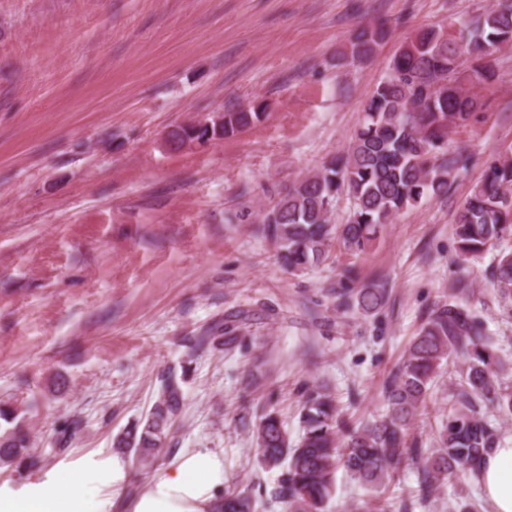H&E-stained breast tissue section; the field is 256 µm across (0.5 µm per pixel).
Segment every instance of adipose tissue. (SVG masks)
Wrapping results in <instances>:
<instances>
[{"label": "adipose tissue", "mask_w": 512, "mask_h": 512, "mask_svg": "<svg viewBox=\"0 0 512 512\" xmlns=\"http://www.w3.org/2000/svg\"><path fill=\"white\" fill-rule=\"evenodd\" d=\"M52 474L49 487L31 482L0 489V512H110L131 479L119 454L62 462ZM472 480L487 512H512V437H501ZM224 484L223 449L186 448L165 471L144 480L128 512H216Z\"/></svg>", "instance_id": "1"}]
</instances>
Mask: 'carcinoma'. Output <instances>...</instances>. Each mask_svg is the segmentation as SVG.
Here are the masks:
<instances>
[{
  "mask_svg": "<svg viewBox=\"0 0 512 512\" xmlns=\"http://www.w3.org/2000/svg\"><path fill=\"white\" fill-rule=\"evenodd\" d=\"M388 32L387 23L356 31L343 57L363 63L372 58ZM512 45V0H496L476 18L459 23L451 33L443 27L412 35L394 57L389 73L363 108V117L348 149L317 171L292 181L264 208L261 231L273 243L282 267L303 272L323 262L332 243L350 254L363 253L391 217L423 202L448 196L451 186L472 157L448 149V130L467 123L481 103L472 89L495 77L494 54ZM265 116L261 105L231 108L210 118L203 128L180 126L171 143H203L232 136ZM346 197L350 211L342 224L331 223L336 202ZM453 236L458 257L473 260L495 249L489 281L496 301L512 311V158L493 157L484 174L459 205ZM345 286L336 291L337 306L376 313L387 303V289L378 281H362L356 268L343 273ZM474 289L465 275L448 281V298L424 313L421 327L403 361L383 385L385 412L356 424L343 413L336 397L315 386L305 391L299 411L302 435L288 429L271 408L252 423L258 465L279 471L272 498L286 512H327L344 470L361 485L377 490L396 482L398 469L411 462L417 472V501L434 498L450 477L475 470L499 443L496 423L485 409L495 406L512 416V387L502 381L506 361L486 337L473 314ZM224 335L219 318L194 337L193 349L234 343ZM462 360L449 394L448 416L442 420L437 448L418 447L410 427L434 379L450 356ZM193 359L162 375L145 416L127 425L114 447L125 449L136 471L147 473L171 453L172 427L185 404L183 384ZM0 467L33 471L43 460L34 453L25 411L0 404ZM218 512H255L248 490H226Z\"/></svg>",
  "mask_w": 512,
  "mask_h": 512,
  "instance_id": "carcinoma-1",
  "label": "carcinoma"
}]
</instances>
